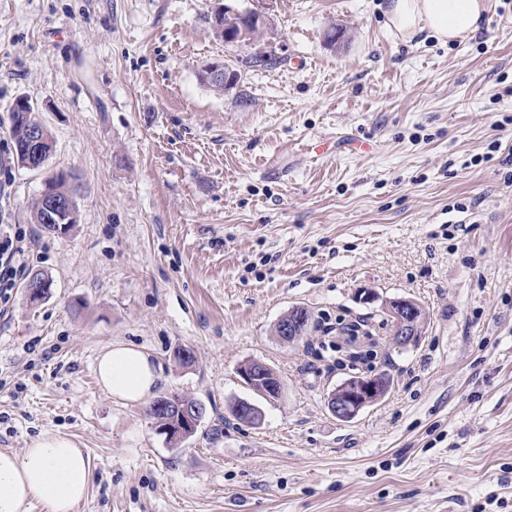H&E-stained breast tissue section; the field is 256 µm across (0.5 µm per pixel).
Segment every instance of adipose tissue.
I'll use <instances>...</instances> for the list:
<instances>
[{
    "label": "adipose tissue",
    "mask_w": 512,
    "mask_h": 512,
    "mask_svg": "<svg viewBox=\"0 0 512 512\" xmlns=\"http://www.w3.org/2000/svg\"><path fill=\"white\" fill-rule=\"evenodd\" d=\"M485 0H387L391 26L405 39L430 30L440 41L475 35ZM100 387L111 398L144 404L162 383V375L142 348L117 343L104 349L96 364ZM91 468L73 439L46 433L22 453L0 451V512H27L40 501L45 512H73L86 496Z\"/></svg>",
    "instance_id": "adipose-tissue-1"
}]
</instances>
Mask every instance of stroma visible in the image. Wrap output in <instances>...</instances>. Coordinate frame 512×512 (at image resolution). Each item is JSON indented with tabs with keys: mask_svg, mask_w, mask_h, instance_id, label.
<instances>
[{
	"mask_svg": "<svg viewBox=\"0 0 512 512\" xmlns=\"http://www.w3.org/2000/svg\"><path fill=\"white\" fill-rule=\"evenodd\" d=\"M214 3L0 0V222L31 226L53 281L0 317V449L73 437L94 473L75 512H512V0L450 44L403 39L385 0H266L262 36L227 43ZM260 51L276 64L241 67ZM214 61L236 88L200 82ZM20 98L53 140L41 171L14 157ZM59 170L78 220L49 234L31 205ZM396 298L424 313L406 347ZM295 307L319 326L285 342ZM115 342L204 405L193 437L170 445L99 387ZM252 360L278 398L242 383ZM352 362L391 387L342 422L327 397ZM381 309L391 325V339L396 346H406L419 336V305L406 298L382 303ZM267 364L260 361H252L250 367H246V370H240V377L242 381L249 387L253 388V385L261 384L263 382L264 387L268 385L278 386L281 384V378L271 368L266 369ZM266 369V375H265ZM266 380L263 381V378Z\"/></svg>",
	"mask_w": 512,
	"mask_h": 512,
	"instance_id": "stroma-1",
	"label": "stroma"
}]
</instances>
